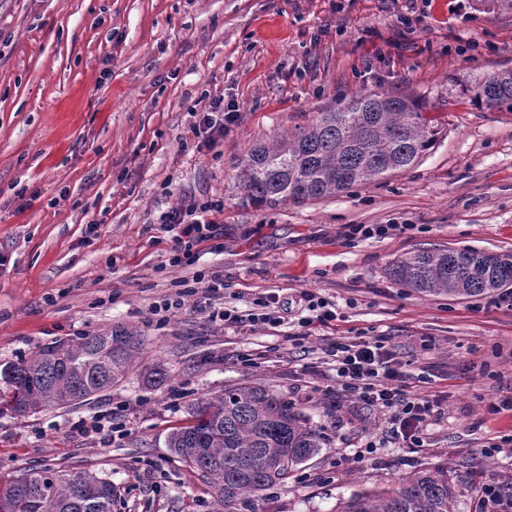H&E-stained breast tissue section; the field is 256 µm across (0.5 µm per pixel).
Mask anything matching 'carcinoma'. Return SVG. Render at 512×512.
<instances>
[{
	"label": "carcinoma",
	"instance_id": "1",
	"mask_svg": "<svg viewBox=\"0 0 512 512\" xmlns=\"http://www.w3.org/2000/svg\"><path fill=\"white\" fill-rule=\"evenodd\" d=\"M470 93L512 112V69L475 79ZM440 133L422 98L358 94L307 127L252 145L238 159L237 188L256 208L335 197L412 167ZM387 274L425 296L505 293L512 290V255L417 250L394 260ZM142 346L137 331L122 324L52 341L0 372V413L25 417L102 397L127 376ZM167 448L208 481L224 512H234L237 503L286 483L319 442L288 401L248 383L198 400L187 422L170 432ZM114 497L111 478L89 470L23 468L0 477V512H112ZM455 502L448 467L437 464L357 492L337 512H456Z\"/></svg>",
	"mask_w": 512,
	"mask_h": 512
}]
</instances>
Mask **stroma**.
Here are the masks:
<instances>
[{
  "instance_id": "35a3bbf8",
  "label": "stroma",
  "mask_w": 512,
  "mask_h": 512,
  "mask_svg": "<svg viewBox=\"0 0 512 512\" xmlns=\"http://www.w3.org/2000/svg\"><path fill=\"white\" fill-rule=\"evenodd\" d=\"M512 68V11L496 0H0V370L45 343L123 323L143 354L102 398L30 417L0 413V472L93 470L113 512H217L209 483L172 455L169 429L196 400L260 380L302 413L318 453L238 512H336L341 499L431 464L454 477L459 512L492 480L512 482V306L500 295L424 296L386 272L403 253L512 254V112L461 83ZM415 95L442 133L412 168L347 194L276 208L242 204L235 161L359 93ZM232 121L213 146L190 131L204 102ZM224 203V250L166 271L162 213ZM351 224L404 233L349 241ZM219 274L226 304L280 297L275 328L232 331L203 294L165 323L151 312L195 271ZM311 292L341 321L291 342ZM384 336L412 392L448 394L425 447L394 439L387 414L336 387L339 337ZM258 353L253 365L227 354ZM163 363L165 385L145 367ZM498 412H489V404ZM109 410L125 434L72 425ZM374 442L366 452V442Z\"/></svg>"
}]
</instances>
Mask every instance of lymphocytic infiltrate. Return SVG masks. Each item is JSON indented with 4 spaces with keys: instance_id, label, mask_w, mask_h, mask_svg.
Masks as SVG:
<instances>
[{
    "instance_id": "obj_1",
    "label": "lymphocytic infiltrate",
    "mask_w": 512,
    "mask_h": 512,
    "mask_svg": "<svg viewBox=\"0 0 512 512\" xmlns=\"http://www.w3.org/2000/svg\"><path fill=\"white\" fill-rule=\"evenodd\" d=\"M223 212V203L207 200L163 213L160 228L171 234L173 242L166 269L193 266L201 248L206 246L223 252L224 245L219 241ZM278 303V295L269 293L257 297L249 310L225 307L212 310L209 317L230 328L275 326L281 322L276 312ZM330 355L336 371V385L345 396L363 407L388 413L393 434L404 447H424L431 419L441 415L442 392L419 395L408 391L403 382L402 361L379 336L338 338Z\"/></svg>"
}]
</instances>
